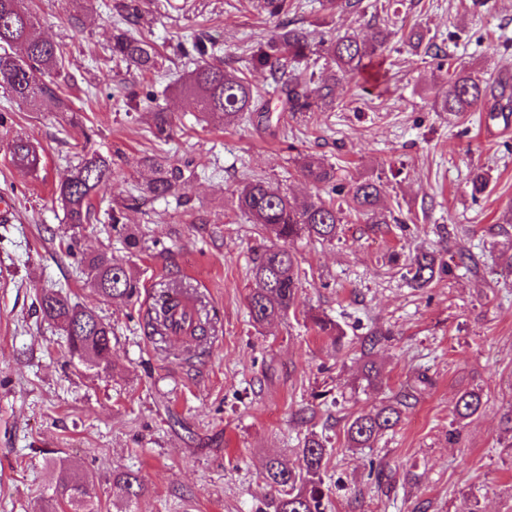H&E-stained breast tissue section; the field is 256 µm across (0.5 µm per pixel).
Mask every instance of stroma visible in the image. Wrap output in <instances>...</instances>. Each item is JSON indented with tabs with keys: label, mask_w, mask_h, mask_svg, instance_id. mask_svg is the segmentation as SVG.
<instances>
[{
	"label": "stroma",
	"mask_w": 512,
	"mask_h": 512,
	"mask_svg": "<svg viewBox=\"0 0 512 512\" xmlns=\"http://www.w3.org/2000/svg\"><path fill=\"white\" fill-rule=\"evenodd\" d=\"M109 2H31L40 34L63 47L70 111L26 108L0 92V194L17 201L0 221V512H48L61 474L46 467V450L85 477L102 512H116V470L146 487L135 512H274L266 465L299 470L310 433L327 449L326 512H512V0H362L351 14L290 0L289 19L316 39L364 37L375 23L391 32L377 71L389 93H377L369 69L338 86L331 107L306 113L281 111L268 70L250 63L279 24L258 0H141L138 30L160 54L145 76L111 58ZM414 29L443 55L408 45ZM196 37L269 103L270 125L206 123L178 93ZM452 65L506 86V97L482 112L436 111ZM150 106L172 113V138L156 136ZM16 137L41 149L38 171L13 164ZM93 150L112 160L111 200L137 249L105 219L77 234L63 221L56 187ZM154 156L183 169L184 198L145 193L143 161ZM306 156L332 165L340 187L381 178L388 221L351 215L333 242H292L295 303L259 326L248 308L252 268L275 238L239 211L237 192L257 177L301 200L327 196L302 178ZM476 171L488 177L479 195ZM74 234L81 250L123 260L139 294L96 295L66 254ZM420 251L449 267L426 288L405 277ZM172 281L215 311L207 345L186 338L163 351L148 334L144 312ZM46 290L111 323L110 370L69 354L39 311ZM314 314L342 336L319 333ZM371 335L380 338L375 384L361 355ZM472 390L481 409L456 420L457 396ZM387 402L401 405L398 425L373 447H348V420Z\"/></svg>",
	"instance_id": "35a3bbf8"
}]
</instances>
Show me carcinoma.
I'll list each match as a JSON object with an SVG mask.
<instances>
[{
  "label": "carcinoma",
  "instance_id": "1",
  "mask_svg": "<svg viewBox=\"0 0 512 512\" xmlns=\"http://www.w3.org/2000/svg\"><path fill=\"white\" fill-rule=\"evenodd\" d=\"M118 20L112 32V57L126 68L139 73L158 67L159 54L153 43L135 34L133 25L140 17L139 0H115L112 5ZM391 32L374 26L371 35L361 40L355 34L320 39L312 43L310 34L300 28L280 22L275 36L252 56V64L268 68L275 75L289 65L294 67L306 61L318 45L330 59L333 67L318 85L307 87V79L298 74L281 86L285 109L289 112H316L333 104L336 86L347 76L366 68L373 58L383 55ZM193 50L203 59L180 86V91L193 99L199 112L212 122L226 127L243 119L246 113L257 111L255 92L244 78L224 68L221 61H207L208 48L198 38ZM63 56L60 45L38 33L37 16L26 6V0H0V88L19 105L35 108L44 100H52L59 111H70L69 100L61 96ZM493 94L491 87L463 70L448 74V93L435 100L442 112L463 114L472 112ZM153 124L160 137L173 132L172 118L162 109L152 112ZM36 155L34 144L17 138L11 144L14 163L22 162L31 168L29 158ZM153 177L146 184L147 193L156 198L176 195L182 189V172L170 167L160 158H147ZM302 175L316 184L334 181L333 167L307 157L300 166ZM112 160L97 152L85 153L74 166L71 176L60 184L58 200L67 223L79 227L88 223L94 211V200L106 195L112 183ZM383 183L365 179L354 181L336 203L320 198L299 202L287 192L263 179H254L240 190L237 207L253 224L271 230L278 243L265 248L253 267L255 288L249 295L252 320L260 325L270 323L288 313L294 304L300 284L299 267L290 243L301 236L323 242L336 239L344 210L367 217L371 224L387 223L380 211ZM112 234L123 239L127 248H137V241L124 221V213L114 207L106 212ZM93 275L91 287L96 294L107 298L131 299L138 295L139 282L121 259L105 252L81 256L79 259ZM406 276L414 288H425L437 277L448 272V266L439 262L433 253L409 257L405 264ZM183 298L192 304L193 319L187 336L202 342L208 339L213 325L207 304L189 284L165 285L157 294L146 314L151 335L159 342L171 341L168 334L171 302ZM42 317L59 327L67 337L72 354L83 358L98 369L112 366V325L88 307L71 302L59 293L47 290L39 299ZM482 405L480 393H462L454 407V417L465 420L474 416ZM401 420V409L386 404L375 412L359 415L347 428L350 448H369L385 431ZM300 452L305 471L294 472L278 460L269 462L264 484L275 493L274 512H325L321 469L326 464V448L315 436L304 438ZM112 485L122 492L124 508L131 506L145 493L140 478L131 472L112 474ZM56 507L67 512H101L100 504L83 477L74 473L61 481L52 494Z\"/></svg>",
  "mask_w": 512,
  "mask_h": 512
}]
</instances>
